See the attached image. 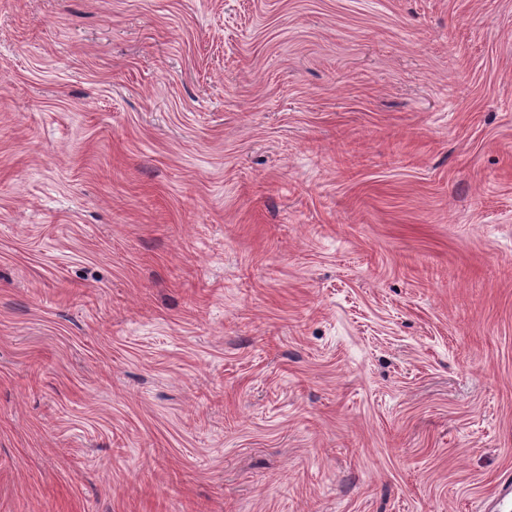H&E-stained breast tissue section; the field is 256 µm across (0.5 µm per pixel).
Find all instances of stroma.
<instances>
[{
    "label": "stroma",
    "instance_id": "obj_1",
    "mask_svg": "<svg viewBox=\"0 0 512 512\" xmlns=\"http://www.w3.org/2000/svg\"><path fill=\"white\" fill-rule=\"evenodd\" d=\"M508 474L512 0H0V512Z\"/></svg>",
    "mask_w": 512,
    "mask_h": 512
}]
</instances>
